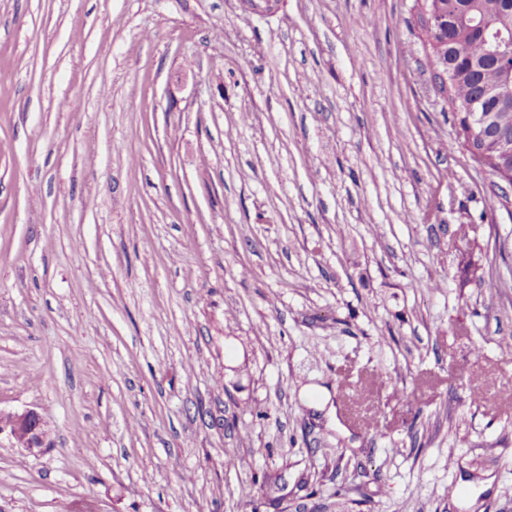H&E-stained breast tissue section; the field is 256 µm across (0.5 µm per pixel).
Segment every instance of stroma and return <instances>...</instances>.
Here are the masks:
<instances>
[{"mask_svg": "<svg viewBox=\"0 0 512 512\" xmlns=\"http://www.w3.org/2000/svg\"><path fill=\"white\" fill-rule=\"evenodd\" d=\"M457 130L415 0H0V512H512ZM2 438L7 439L12 447L37 455L45 445L44 420L38 412L30 409L21 412L0 410V444Z\"/></svg>", "mask_w": 512, "mask_h": 512, "instance_id": "obj_1", "label": "stroma"}]
</instances>
